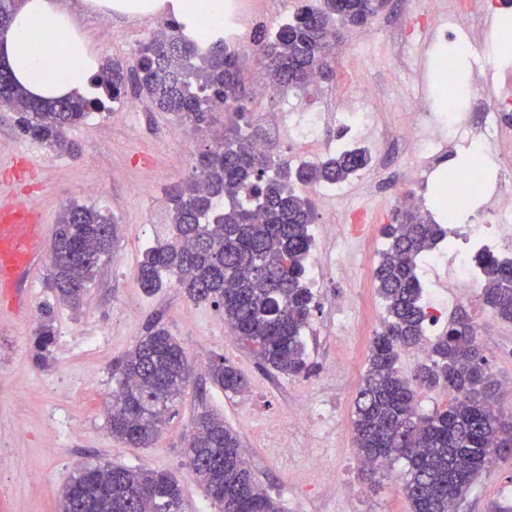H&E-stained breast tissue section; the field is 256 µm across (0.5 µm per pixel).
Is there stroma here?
<instances>
[{"mask_svg":"<svg viewBox=\"0 0 512 512\" xmlns=\"http://www.w3.org/2000/svg\"><path fill=\"white\" fill-rule=\"evenodd\" d=\"M449 0H392L367 26L345 31L336 44L335 73L317 79L305 94L269 95L254 79V37L243 31L237 49L245 60V88L253 121L274 129L275 156L323 157L338 144L361 138L372 162L350 180L345 200L314 198V221L328 233L315 250L333 266L313 284L315 307L303 330L309 371L288 376L259 366L256 356L231 334L224 315L210 303L188 298L176 282L145 295L136 279L142 253L161 230L165 190L192 174L193 157L171 141L172 118L149 110L135 91L93 112L69 129L79 151L56 153L26 136L16 112L0 106V181L10 180L43 222L56 224L60 212L78 203L105 209L119 226L112 254L98 267L79 307L55 299L46 288L48 265L31 272L33 286L22 313L9 310L15 289L0 284V512H58L61 489L83 462H109L170 472L183 490L185 512H220L207 497L184 454L199 410L223 416L242 440L241 453L260 487L283 512H407L402 464H395L378 489L358 476L353 443L355 398L367 367L370 342L385 316L374 279L385 247L380 233L398 202L412 197L420 209H434L442 180L459 172L458 157L469 154L466 134L451 146L425 156L390 153L406 121L398 101L422 97L428 112L441 109L444 81L439 60L456 61L463 76L455 92L482 82L486 94L502 92L512 81V51L498 48L512 39L502 27L512 12L503 0H476L474 15L490 30L493 56L459 58L453 42L440 40L431 13L446 14ZM78 23L102 59L138 65V50L153 33L148 18L117 21L82 12ZM322 111L316 138H299L288 119L297 107ZM364 108L368 125L347 127L343 113ZM111 179L99 192L85 186L102 170ZM426 178L412 183V171ZM348 297L352 307L339 306ZM53 308L55 340L48 366L34 363L30 341L41 313ZM467 315L477 329L481 350L495 379L503 384L500 406L512 414V323L494 318L478 296L455 301L438 326ZM160 322L189 359L221 357L246 378L245 391L231 393L214 385L206 370H194L174 412L149 448H131L107 428L106 400L114 381L112 367L151 322ZM333 367L323 376L322 367ZM305 409L309 420L292 428L288 419ZM457 512H512V453L496 457L473 483Z\"/></svg>","mask_w":512,"mask_h":512,"instance_id":"obj_1","label":"stroma"}]
</instances>
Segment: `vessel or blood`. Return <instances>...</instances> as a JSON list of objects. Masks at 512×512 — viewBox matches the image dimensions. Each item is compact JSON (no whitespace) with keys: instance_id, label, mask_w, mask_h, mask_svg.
<instances>
[{"instance_id":"vessel-or-blood-1","label":"vessel or blood","mask_w":512,"mask_h":512,"mask_svg":"<svg viewBox=\"0 0 512 512\" xmlns=\"http://www.w3.org/2000/svg\"><path fill=\"white\" fill-rule=\"evenodd\" d=\"M46 225L8 184L0 185V280L9 281L43 261Z\"/></svg>"}]
</instances>
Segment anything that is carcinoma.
<instances>
[{"instance_id":"carcinoma-1","label":"carcinoma","mask_w":512,"mask_h":512,"mask_svg":"<svg viewBox=\"0 0 512 512\" xmlns=\"http://www.w3.org/2000/svg\"><path fill=\"white\" fill-rule=\"evenodd\" d=\"M387 7L386 0H304L292 20L257 42L254 61L270 85L283 92L309 87L314 74L333 72L336 26L364 27ZM237 50L219 41L207 49L187 41L179 28L145 42L139 69L105 61L87 97L44 102L28 96L0 68V97L20 115L22 131L45 147L71 150L67 131L93 111L119 102L133 85L144 104L171 114L182 126L210 127L215 111L228 114L222 136L202 150L194 177L169 187L164 238L148 247L138 266L143 291L163 288L174 275L189 298L209 302L260 364L289 376L306 369L303 329L314 294L306 282L314 221L312 201L295 185L344 182L368 167L364 147L339 150L292 167L258 153V133L244 103ZM386 246L374 271L386 316L375 334L368 367L356 398L353 438L362 472L370 476L403 461L408 512H454L458 501L487 468V454L512 452V418L496 409L498 382L489 372L475 326L464 317L448 323L427 345L426 361L411 379L398 367L400 351L423 343L430 319L416 270L422 253L447 229L418 208L395 210L383 225ZM117 239L106 212L71 204L60 213L51 247L47 287L76 308ZM483 280L481 297L492 315L512 322V258L491 250L475 256ZM53 311H43L31 341L36 363L51 358ZM184 348L152 323L115 363L108 412L112 438L148 448L191 377ZM212 381L240 393L247 381L219 359L209 365ZM444 387L448 402L429 414L417 410L414 386ZM186 456L197 481L221 512H282L265 494L241 453L239 435L224 418L204 408L193 422ZM180 485L170 473L147 468L84 464L62 488L59 512H182Z\"/></svg>"}]
</instances>
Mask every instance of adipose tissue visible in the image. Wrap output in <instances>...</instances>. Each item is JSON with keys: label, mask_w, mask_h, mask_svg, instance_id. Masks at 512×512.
<instances>
[{"label": "adipose tissue", "mask_w": 512, "mask_h": 512, "mask_svg": "<svg viewBox=\"0 0 512 512\" xmlns=\"http://www.w3.org/2000/svg\"><path fill=\"white\" fill-rule=\"evenodd\" d=\"M115 19L161 15L175 19L186 39L208 47L224 36V0H94ZM0 66L33 97L55 100L85 95L98 58L60 0H19L0 30Z\"/></svg>", "instance_id": "1"}]
</instances>
